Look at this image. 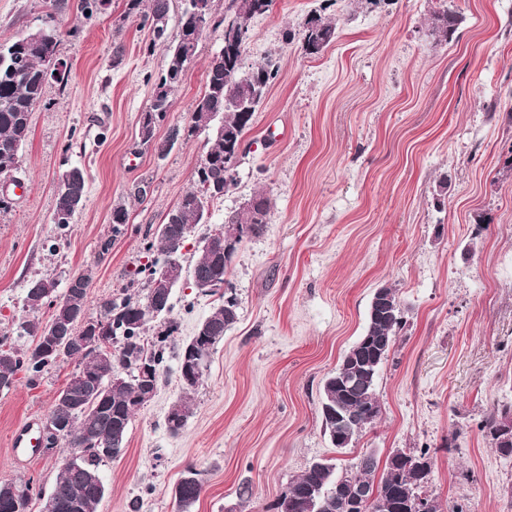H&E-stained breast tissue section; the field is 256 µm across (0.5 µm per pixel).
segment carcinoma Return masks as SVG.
Masks as SVG:
<instances>
[{
	"mask_svg": "<svg viewBox=\"0 0 512 512\" xmlns=\"http://www.w3.org/2000/svg\"><path fill=\"white\" fill-rule=\"evenodd\" d=\"M185 6L180 17L178 30L169 36L168 0H128L127 14H137L147 22L153 32V42L167 44L168 62L165 72L155 84L158 93L151 107L154 120L140 121V143L150 146L156 152H168L171 142L180 136L174 129L163 139L157 138V128L167 116L171 106V93L181 85L186 72L194 62L198 41L209 27H237L250 35L249 22L256 16L255 8L261 13L270 10L273 0H232L234 16L218 17L213 13L211 0H184ZM460 24L456 13L447 9L436 11L431 16L429 34L439 44L451 41ZM337 25L319 14L307 16L298 32H287V38H298L300 47L307 55H317L336 40ZM58 29L49 19L43 27L29 33L7 47H0V179L13 177L19 168L20 152L31 133V115L41 102L50 82L64 84L69 79L70 70L56 74L47 72L45 61L56 54ZM232 59L224 60V52L216 54L206 68V91L196 102L194 111L212 115L206 131L210 136L206 142L204 155L209 165L204 171L195 170L193 186L186 191L177 205L169 210L164 218L166 224H199L205 209L214 201L224 197L229 188L224 186V157L229 152L224 135L217 133L222 127L232 136L233 142L243 140L249 130L256 107L265 98L270 86L279 75L278 61L266 60L248 71L236 66L235 58L243 52L244 46H229ZM86 194L84 173L77 167L71 168L70 179L56 196L53 210V223L65 227L73 223L77 211L83 206ZM254 204L241 207L224 216V224L247 231L246 237L262 234L268 223L271 202L266 193L258 190L251 195ZM186 240L177 239L160 231L145 246L150 263L139 272L146 274V287H151L161 265L171 249L182 250ZM234 253L216 256L197 250L191 272V287L197 282L210 279H224L230 273ZM149 296L139 299L128 293L104 298L99 302V315H112V336L115 343L109 357H91L86 353L89 370L100 376L98 391H93L78 374L68 378L63 391L73 403L84 406L67 439L61 441L63 454L86 452L80 464L57 472L51 493L61 503L78 500L83 505L82 512H97V505L104 495L103 482H95L92 475L98 474L103 462V448L124 447L127 431L134 410L133 396L137 388L135 365L142 361L150 365L155 373L154 383L160 384L166 374L164 353L167 343L178 331L177 323L164 319L165 330L160 339L146 337L147 325L153 320L148 309ZM237 302H228L219 297L211 313L199 324L198 329L210 337L209 347L204 349L209 355L224 339L225 332L236 322ZM405 323L401 310L392 313L388 309L369 306L367 323L361 337H388L395 342L396 336ZM18 337L49 336L51 323L42 324L23 321L15 329ZM390 349L369 351L375 358L377 367L366 375L368 384L358 388H346L340 381L354 373L355 363L342 359L336 372L330 374L323 383L320 415L324 431L328 436L336 434V414L356 416L351 439L360 436L367 425L362 418L365 408L377 403L376 378L379 366L387 359ZM35 348L18 349L8 342V337H0V381L13 380L16 373L24 369L31 379L38 378L46 368L55 365L53 361H35ZM118 371L126 373L129 383L115 384L112 375ZM512 416L511 409L494 413L483 425L489 444L502 454H512V447L502 448L497 443L495 431L500 421ZM431 471V462L425 455L418 457L406 454V458H388L384 467H379L377 458L364 454L342 471L336 464L325 459L311 462L305 471L288 487V490L271 505L274 512H281V501L297 503V512H342L336 501L351 497L358 487H365L372 501L361 506L356 512H396L393 493H398L403 512H412L416 499L427 505L424 512H440L434 499L425 495V479ZM203 492V484L197 478V471L189 467L174 489V497L180 512H189Z\"/></svg>",
	"mask_w": 512,
	"mask_h": 512,
	"instance_id": "obj_1",
	"label": "carcinoma"
}]
</instances>
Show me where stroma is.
I'll return each instance as SVG.
<instances>
[{"label": "stroma", "mask_w": 512, "mask_h": 512, "mask_svg": "<svg viewBox=\"0 0 512 512\" xmlns=\"http://www.w3.org/2000/svg\"><path fill=\"white\" fill-rule=\"evenodd\" d=\"M126 0L81 13L78 0H0V44L54 17L67 85L47 86L15 174L27 192L0 184V335L47 309L24 304L28 281L66 287L93 276L86 307L128 287L144 245L193 185L207 132H190L206 68L224 45L206 29L157 131L182 132L165 157L145 149L139 123L167 65ZM461 23L449 43L428 34L440 6ZM337 25L316 56L286 42L311 13ZM122 46L121 64L112 51ZM277 57L280 72L253 117L236 184L209 210L184 253L255 191L271 200L263 233L245 240L229 281L238 319L211 353L180 434L165 424L182 389L177 359L156 396L133 417L124 455L100 465L98 512H177L172 491L194 468L204 491L191 512H269L310 462L344 467L402 449L430 459L425 491L441 512H512V456L485 439L486 418L512 407V0H274L253 18L243 63ZM83 169L86 198L72 224L52 222L60 175ZM448 191L437 199L436 185ZM128 222L112 234L111 213ZM396 289L406 321L376 379L380 416L348 448L325 435L320 389L365 325L369 302ZM171 319L189 340L215 297L178 286ZM67 361L0 390V483L33 479L50 489L58 458L15 464L16 424L44 421L75 370ZM250 487L241 502V487Z\"/></svg>", "instance_id": "1"}]
</instances>
